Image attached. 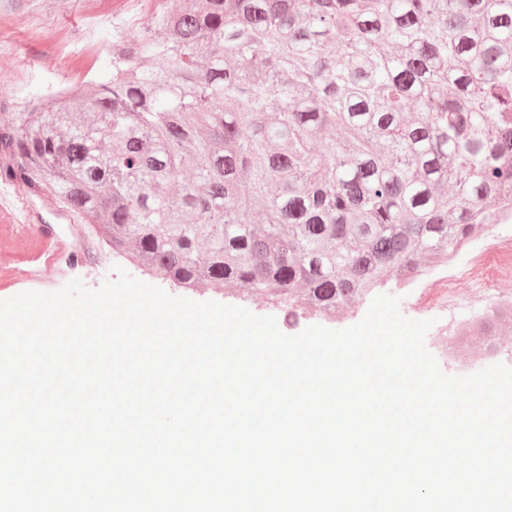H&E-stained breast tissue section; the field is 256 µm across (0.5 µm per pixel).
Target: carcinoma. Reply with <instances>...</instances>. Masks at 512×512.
<instances>
[{
	"label": "carcinoma",
	"mask_w": 512,
	"mask_h": 512,
	"mask_svg": "<svg viewBox=\"0 0 512 512\" xmlns=\"http://www.w3.org/2000/svg\"><path fill=\"white\" fill-rule=\"evenodd\" d=\"M159 2L107 78L0 124V178L113 254L330 313L512 205V0ZM511 328L512 304L462 346Z\"/></svg>",
	"instance_id": "obj_1"
}]
</instances>
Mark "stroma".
Returning a JSON list of instances; mask_svg holds the SVG:
<instances>
[{
  "label": "stroma",
  "mask_w": 512,
  "mask_h": 512,
  "mask_svg": "<svg viewBox=\"0 0 512 512\" xmlns=\"http://www.w3.org/2000/svg\"><path fill=\"white\" fill-rule=\"evenodd\" d=\"M156 6V0H0V118L24 111L34 99L48 97L58 89L107 75L111 70L107 50L117 32L142 26ZM25 202L22 211L11 212L10 223L41 227L63 246L35 280L28 273L29 242L0 230V282L14 286L19 293L58 290L64 281L56 277L55 269L70 257L73 232L80 219L63 211L49 194L29 195ZM166 291L173 296L185 294L196 301L212 300L241 306L257 315L274 316L287 335L318 324L334 330L349 327L363 318L371 303L367 297L358 299L327 320L312 312L293 319L287 304H270L261 297L243 298L210 284L188 293L172 285ZM383 291L400 296L401 313L418 320L429 318L445 295L436 277L419 284L413 293L391 283Z\"/></svg>",
  "instance_id": "obj_1"
}]
</instances>
